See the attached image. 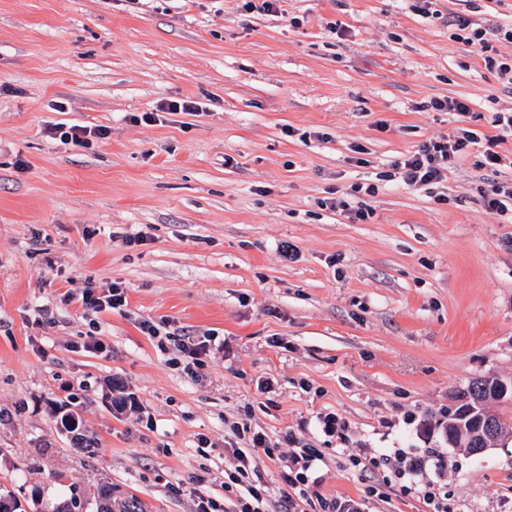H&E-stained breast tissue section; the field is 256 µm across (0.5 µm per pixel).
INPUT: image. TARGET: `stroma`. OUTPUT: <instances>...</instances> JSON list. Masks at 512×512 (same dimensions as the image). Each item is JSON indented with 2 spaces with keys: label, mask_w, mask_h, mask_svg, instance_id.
<instances>
[{
  "label": "stroma",
  "mask_w": 512,
  "mask_h": 512,
  "mask_svg": "<svg viewBox=\"0 0 512 512\" xmlns=\"http://www.w3.org/2000/svg\"><path fill=\"white\" fill-rule=\"evenodd\" d=\"M414 4L0 0V494L56 512L107 483L144 512H193L197 495L224 497L235 422L323 451L318 492L362 512L427 510L373 495L349 462L381 448L438 449L424 478L448 512H512V442L475 456L436 427L473 379L512 378V215L485 210L480 165L492 148L512 180V132L491 124L512 91L484 63L511 60L512 42L483 53L447 23L510 26L512 0ZM186 97L202 112L127 120ZM445 97L467 100L465 119L431 108ZM52 123L111 133L72 149ZM460 125L487 142L447 180L392 181L393 161ZM327 198L373 214L350 221ZM138 232L146 244L127 246ZM88 283L121 285L127 306L65 303ZM170 332L225 347L193 377ZM92 339L102 350H83Z\"/></svg>",
  "instance_id": "1"
}]
</instances>
